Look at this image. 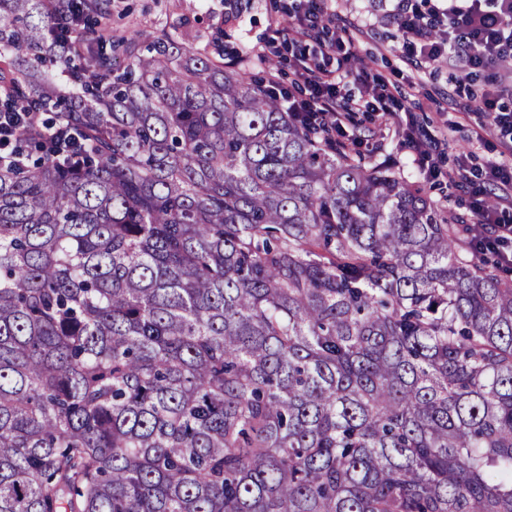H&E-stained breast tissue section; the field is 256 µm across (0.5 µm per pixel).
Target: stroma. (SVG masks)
<instances>
[{
    "label": "stroma",
    "mask_w": 512,
    "mask_h": 512,
    "mask_svg": "<svg viewBox=\"0 0 512 512\" xmlns=\"http://www.w3.org/2000/svg\"><path fill=\"white\" fill-rule=\"evenodd\" d=\"M295 0H112L110 25L124 34L167 28L188 39L198 49L224 44V60L246 76L279 77L290 87L288 47L275 35L287 28L288 5ZM232 8L235 24L224 22L225 8ZM333 28L354 25V67H366L397 83L404 109L393 116L355 113L343 120L346 140L360 142L376 160L400 170L409 180L417 175L408 163L409 152L398 145L394 131L413 119L433 139L443 170L455 168L458 159L479 169L495 159L487 147L472 144L470 135L486 116L466 111L470 93L481 92L484 74L465 76L461 68L441 61L412 71L401 60L400 33L382 0H331Z\"/></svg>",
    "instance_id": "1"
}]
</instances>
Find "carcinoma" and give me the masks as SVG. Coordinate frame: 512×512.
<instances>
[{"label": "carcinoma", "mask_w": 512, "mask_h": 512, "mask_svg": "<svg viewBox=\"0 0 512 512\" xmlns=\"http://www.w3.org/2000/svg\"><path fill=\"white\" fill-rule=\"evenodd\" d=\"M112 0H0V512H512V279L424 187ZM38 112H0V158L4 148V135L14 136L18 131L30 135L46 133L37 118ZM2 141V142H1Z\"/></svg>", "instance_id": "obj_1"}]
</instances>
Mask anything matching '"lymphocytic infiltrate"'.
<instances>
[{
  "label": "lymphocytic infiltrate",
  "mask_w": 512,
  "mask_h": 512,
  "mask_svg": "<svg viewBox=\"0 0 512 512\" xmlns=\"http://www.w3.org/2000/svg\"><path fill=\"white\" fill-rule=\"evenodd\" d=\"M327 0H298L282 36L291 52V69L301 91L288 95V110L305 124L333 118L339 112L366 110L382 114L402 111L394 85L364 70L350 77L362 90L360 101H344L335 65L344 64L354 44L351 33L329 40L323 34L328 19ZM392 15L401 34L402 60L417 68L441 60L462 63L473 71L488 72L489 88L467 108L484 113L498 138L499 160L479 172L460 165L456 183L468 198L476 224L473 246L496 251L503 269L512 270V73L493 72L496 62L512 59V0H393ZM404 142L410 164L427 181L437 180L441 168L424 134L407 125Z\"/></svg>",
  "instance_id": "f902f5d3"
}]
</instances>
